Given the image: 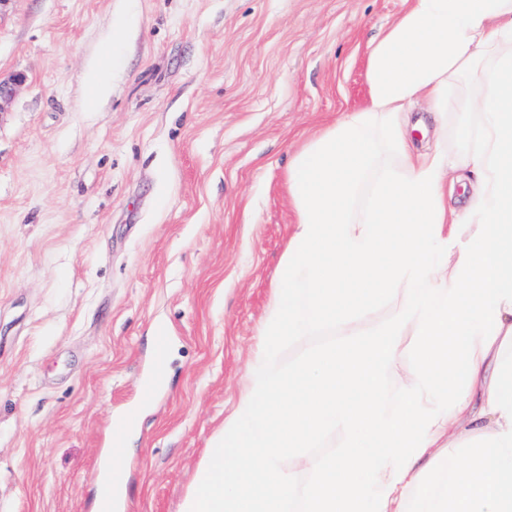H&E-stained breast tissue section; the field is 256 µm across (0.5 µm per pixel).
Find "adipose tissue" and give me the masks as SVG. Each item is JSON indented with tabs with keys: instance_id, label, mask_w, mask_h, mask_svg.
Listing matches in <instances>:
<instances>
[{
	"instance_id": "ef3b65f1",
	"label": "adipose tissue",
	"mask_w": 512,
	"mask_h": 512,
	"mask_svg": "<svg viewBox=\"0 0 512 512\" xmlns=\"http://www.w3.org/2000/svg\"><path fill=\"white\" fill-rule=\"evenodd\" d=\"M406 3L368 53L367 105L289 162L296 222L181 512H512V0ZM419 100L462 151L412 154ZM460 169L477 179L457 212ZM300 336L322 342L282 367ZM333 434L342 452L319 454Z\"/></svg>"
}]
</instances>
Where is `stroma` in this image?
Segmentation results:
<instances>
[{
	"label": "stroma",
	"instance_id": "stroma-1",
	"mask_svg": "<svg viewBox=\"0 0 512 512\" xmlns=\"http://www.w3.org/2000/svg\"><path fill=\"white\" fill-rule=\"evenodd\" d=\"M403 8L0 0V78L25 77L0 109V512H95L124 421L119 512H180L296 220L290 158L367 104Z\"/></svg>",
	"mask_w": 512,
	"mask_h": 512
}]
</instances>
